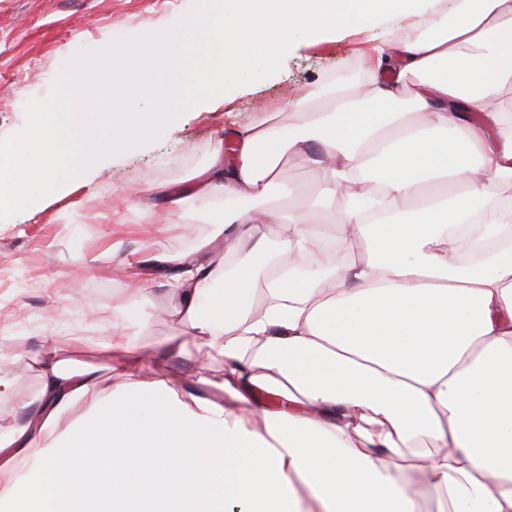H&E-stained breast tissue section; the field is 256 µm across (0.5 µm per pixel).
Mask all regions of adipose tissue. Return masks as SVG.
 Instances as JSON below:
<instances>
[{
    "mask_svg": "<svg viewBox=\"0 0 512 512\" xmlns=\"http://www.w3.org/2000/svg\"><path fill=\"white\" fill-rule=\"evenodd\" d=\"M415 36L371 47L358 88L287 104L300 130L262 112L213 145L193 193L169 209L222 202L225 246L159 256L173 269L184 329L164 352L205 349L224 364L227 404L179 398L167 376L143 383L162 352L123 329L146 295L139 275L109 309L106 366H73L85 343L46 345L23 422L0 424V512H512V207L493 209V247L464 239L468 215L512 188V0H204L173 28L106 45L109 61L145 69L141 93L112 102V143L266 73L268 46L361 28L391 8ZM256 49L242 51V41ZM87 78L39 109L43 143L28 167L0 139V214L26 201L21 170L45 195L65 172L92 175L93 135H77ZM320 207L344 252L307 209L270 203L281 164L309 157ZM378 175L389 212L364 223L336 207L354 173ZM124 377L116 393L101 369ZM87 400L81 421L58 420Z\"/></svg>",
    "mask_w": 512,
    "mask_h": 512,
    "instance_id": "adipose-tissue-1",
    "label": "adipose tissue"
}]
</instances>
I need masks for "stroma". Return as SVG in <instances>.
Masks as SVG:
<instances>
[{
  "mask_svg": "<svg viewBox=\"0 0 512 512\" xmlns=\"http://www.w3.org/2000/svg\"><path fill=\"white\" fill-rule=\"evenodd\" d=\"M200 7L201 0H0V138L32 152L36 106L55 101L72 74L98 63L107 44L181 24ZM407 29L406 19L391 14L362 31L298 38L276 55L272 70L244 77L228 105L179 113L164 129L116 153L108 126H101V161L92 180L69 181L49 197L31 193L25 205L1 215L0 414L12 417L37 394L36 363L48 338L87 334L78 360L105 365L100 339L112 328L98 323L95 314L121 297L125 258L142 260L150 292L148 303L128 310L130 335L148 351L170 335V279L153 271L151 258L193 249L211 234L221 211L171 213L153 189L178 191L186 171L206 166L215 141L230 137L227 111L246 116L323 95L349 61L364 63L367 41ZM279 178L276 194L291 206L314 200L322 187L317 170L300 158L283 164ZM166 367L181 393L212 394L224 377L219 362L172 359Z\"/></svg>",
  "mask_w": 512,
  "mask_h": 512,
  "instance_id": "35a3bbf8",
  "label": "stroma"
}]
</instances>
